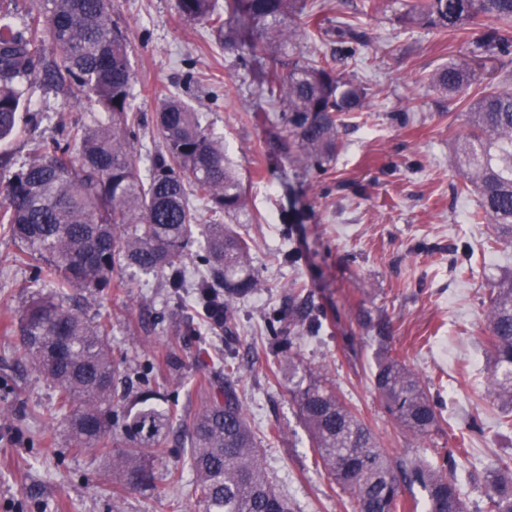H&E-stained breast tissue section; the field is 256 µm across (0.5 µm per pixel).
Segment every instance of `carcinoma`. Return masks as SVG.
Returning <instances> with one entry per match:
<instances>
[{"label":"carcinoma","mask_w":512,"mask_h":512,"mask_svg":"<svg viewBox=\"0 0 512 512\" xmlns=\"http://www.w3.org/2000/svg\"><path fill=\"white\" fill-rule=\"evenodd\" d=\"M0 0V140L17 131L29 87L56 81L72 101H90L105 119L56 125L64 138L37 143L35 157L7 179L0 226L23 245L36 273L31 300L20 318L16 358L54 385L62 420L76 445L105 446L113 472L128 485L153 480L152 463L168 454L166 439L178 425L186 433L187 462L204 512H294L264 466L237 390L233 370L224 385L207 382L208 398L193 417L143 404L125 410L123 361L109 344V323L88 320L70 304L71 293H96L128 283L114 274L129 268L155 273L169 287H183L189 249L199 235L202 266L193 308L203 327L232 335L231 304L257 286L250 247L230 224H199L192 195L227 217L245 206L246 190L224 157V143L183 99L160 98L157 130L162 148L144 175L134 155L141 124L132 93L130 45L112 20L107 0H35L24 26L15 27ZM181 17L224 31V50L252 73L275 112L280 134L271 150L293 165L320 173L336 157L341 117L365 108V89L326 55L307 56L300 36L320 33L322 19L306 0H176ZM402 21L439 31L470 33L489 57L512 52V0H409ZM484 15L488 30L474 28ZM471 59L437 69L433 88L465 107L466 133L456 142L463 182L458 193L477 196L476 224L488 222L493 243L512 242V85L472 93ZM53 291L42 292L45 278ZM276 314L268 331L293 345L295 335L323 326L307 300ZM486 341L494 368L488 391L512 409V277L494 281L486 311ZM373 383L396 426L425 440L438 429L439 406L420 377L399 355L384 351ZM313 447L332 481L351 495L353 512H416L405 496L419 487L426 512H468L461 498L453 451L442 462L395 455L378 447L353 407L333 386L313 379L292 390ZM121 439L129 448L114 453ZM488 512H512V458L499 459L487 477Z\"/></svg>","instance_id":"obj_1"}]
</instances>
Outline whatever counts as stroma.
<instances>
[{
  "label": "stroma",
  "instance_id": "stroma-1",
  "mask_svg": "<svg viewBox=\"0 0 512 512\" xmlns=\"http://www.w3.org/2000/svg\"><path fill=\"white\" fill-rule=\"evenodd\" d=\"M313 3L331 24H353L356 53L337 55L336 42L323 39L306 49L336 55L338 70L367 91L364 111L343 116L341 149L322 174L264 152L276 130L262 113L258 86L225 51L223 33L183 20L176 0H109L131 43L140 166L149 167L158 144V92L179 94L223 136L246 187L236 228L251 243L258 285L236 300L229 335H184L192 263L177 298L161 277L130 270L122 274L127 288L76 297L86 316L109 314V340L133 391H160L162 408L188 416L201 409V381L236 352L240 399L266 466L296 512H352L349 493L327 477L288 394L307 381L310 366L326 374L390 453L440 456L466 440L461 494L469 512H486V472L497 458L512 457V424L486 392L492 358L483 329L492 281L512 274V246L493 247L488 226L469 222L475 202L456 195L463 177L452 161L465 131L462 107L430 85L434 70L477 50L464 35L400 22L403 0H377L378 11L367 14L362 0ZM28 99L38 124L21 119L18 133L0 143V154L16 164L54 136L58 111L81 123L92 118L89 107L73 106L58 88L33 85ZM21 250L0 231V512H174L177 503L183 512H203L193 473L184 471L177 484L169 478L181 429L168 439V458L154 463L152 484L132 489L96 450L75 447L54 419L53 385L14 355L12 331L31 297ZM297 288L329 323L295 340L306 367L292 372L266 322L287 312ZM366 315L387 322L386 347L441 403V428L431 439L402 433L386 412L372 383L382 346L363 328ZM175 344L177 370L162 365Z\"/></svg>",
  "mask_w": 512,
  "mask_h": 512
}]
</instances>
